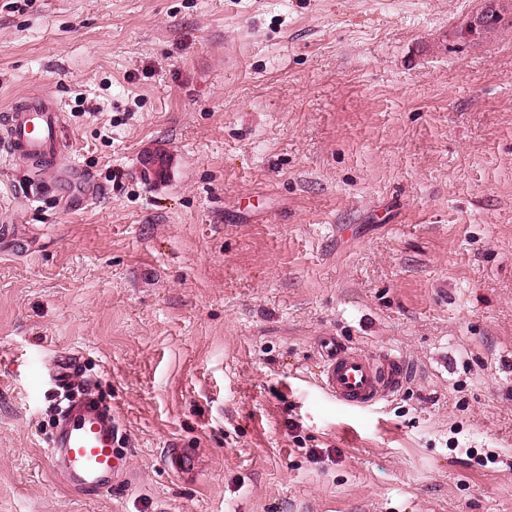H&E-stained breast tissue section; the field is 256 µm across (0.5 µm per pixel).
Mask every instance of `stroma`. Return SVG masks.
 Returning <instances> with one entry per match:
<instances>
[{"mask_svg":"<svg viewBox=\"0 0 512 512\" xmlns=\"http://www.w3.org/2000/svg\"><path fill=\"white\" fill-rule=\"evenodd\" d=\"M485 3L0 0V119L51 95L93 187L0 157L32 241L0 244V512H512V0L461 38ZM321 336L415 377L336 403ZM68 354L131 470L89 499L47 460ZM502 20L503 17L501 16L499 10L497 12L491 11V14L487 15L486 21L484 17H481V15H475L469 23V26L466 30V35L469 37H477L478 34L479 36H487L488 34L494 33L496 30H498ZM484 21L485 24L481 29Z\"/></svg>","mask_w":512,"mask_h":512,"instance_id":"stroma-1","label":"stroma"}]
</instances>
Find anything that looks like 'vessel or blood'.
I'll return each mask as SVG.
<instances>
[{"label": "vessel or blood", "instance_id": "obj_1", "mask_svg": "<svg viewBox=\"0 0 512 512\" xmlns=\"http://www.w3.org/2000/svg\"><path fill=\"white\" fill-rule=\"evenodd\" d=\"M63 114L53 100H31L13 106L0 126V152L31 160H45L58 176H65L57 158L64 140ZM322 370L320 385L337 402L368 407L399 393L410 380L408 362L384 351L375 355L326 337L318 344ZM119 428L110 405L85 396L63 410L48 456L53 470L66 477V487L90 497L126 473L117 455Z\"/></svg>", "mask_w": 512, "mask_h": 512}]
</instances>
